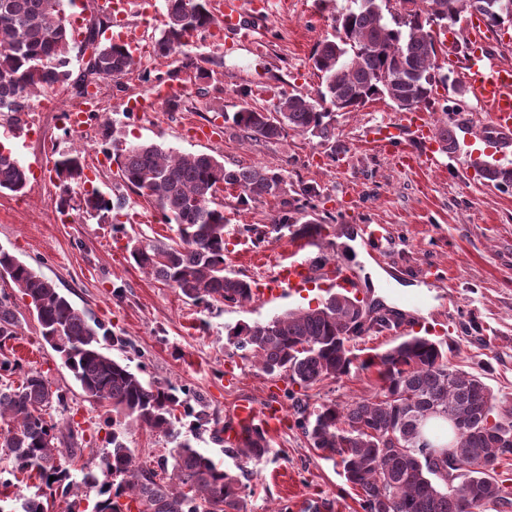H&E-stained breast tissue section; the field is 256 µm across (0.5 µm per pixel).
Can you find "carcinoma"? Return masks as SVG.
<instances>
[{
  "label": "carcinoma",
  "instance_id": "obj_1",
  "mask_svg": "<svg viewBox=\"0 0 512 512\" xmlns=\"http://www.w3.org/2000/svg\"><path fill=\"white\" fill-rule=\"evenodd\" d=\"M64 0H0V120L16 130L25 125L31 96L40 88L76 90L83 71L73 69L72 51L88 56L86 70L99 80L118 82L132 70L134 59L122 44L106 37L99 18L86 24L82 40L74 37ZM165 27L153 40L162 57L183 52L199 33L219 25L209 0H166ZM467 12L491 31L512 22V0H350L333 18L335 34L316 44L309 61L320 78L317 97L283 93L273 109L243 107L224 121L249 140H278L292 131L305 139L328 142L334 137L332 116L351 112L378 96L401 110L434 101L437 48L431 27L453 28ZM223 66L211 56L185 55L184 69L212 77ZM115 155L122 186L152 200L163 223L177 226L171 243H132L129 256L147 274L179 290L196 305L215 302L245 304L253 299L252 283L226 272L224 208L215 205L220 186L240 189L246 204L266 197L282 198L274 223L294 228L292 239L310 238L320 225L300 222V208L288 202L284 174L266 166L227 168L206 152H175L156 143H127L108 125L103 135ZM60 181L56 199L70 206L71 185L84 181L81 153L54 160ZM486 183L512 187V168H481ZM24 165L0 148V192L19 193L28 185ZM129 198H107L97 190L79 197L78 209L90 217L111 213L118 218ZM29 299L44 341L59 354L86 398L111 408L112 433L102 453L101 475L74 466L84 452V431L45 417V408L66 405L67 396L52 389L44 376L27 371L17 385L0 387V433L12 467L0 472L7 485L18 473L34 472L42 493L23 498L11 512H47L46 498H67L83 487L97 489L92 512H248L241 479L224 471L198 451L182 429L197 435L211 432L221 441L219 417L205 410L201 398L171 383L147 384L129 365L106 353L107 333L90 322L52 281L34 267L0 249V272ZM359 301L336 294L322 306L300 309L234 328L233 345L268 375L285 374L291 384L307 389L352 370L377 368L379 392L345 405L322 403L316 411H299L298 427L311 448L338 460L346 481L361 490L363 512H482L502 498L497 465L512 458V411H495L490 388L477 376L448 365L443 343L409 336L382 354L364 359L350 343L372 331L393 326L388 314L359 321ZM19 319L11 295L0 293V380L21 370L3 348L18 336ZM123 349L126 341L112 338ZM440 423L451 433L450 453L435 455L421 445L427 424ZM131 424L157 430L172 447L157 466L142 464L125 441ZM231 452L247 461L269 453L264 433L243 430ZM457 488H448V474ZM55 480H50V477Z\"/></svg>",
  "mask_w": 512,
  "mask_h": 512
}]
</instances>
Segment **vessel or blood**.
<instances>
[{
	"label": "vessel or blood",
	"instance_id": "b4317fda",
	"mask_svg": "<svg viewBox=\"0 0 512 512\" xmlns=\"http://www.w3.org/2000/svg\"><path fill=\"white\" fill-rule=\"evenodd\" d=\"M260 14L253 0H225L221 19L225 34H246L251 20ZM446 50L449 66L459 63L464 66V79L481 110L488 116L487 135L500 152L512 151V64L501 62L494 56L486 33L478 23L469 25L463 40L449 38ZM372 133L378 141L392 148L403 162L410 164L421 161L429 165L436 162L427 119L422 112L407 113L404 121L399 123L376 126ZM408 133L418 140L420 151L406 150L403 138ZM357 232L361 240L377 252L387 248L391 242L389 230L383 224H362ZM319 279L330 280L346 290L354 286L353 279L342 266L305 259L280 267L268 279L259 297L265 301L277 299L286 291L296 290L300 285ZM278 418L279 412L273 404L240 402L233 411V421L226 430V438L229 442H236L247 427L269 430Z\"/></svg>",
	"mask_w": 512,
	"mask_h": 512
}]
</instances>
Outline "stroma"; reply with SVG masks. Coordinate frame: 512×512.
I'll use <instances>...</instances> for the list:
<instances>
[{"label": "stroma", "instance_id": "obj_1", "mask_svg": "<svg viewBox=\"0 0 512 512\" xmlns=\"http://www.w3.org/2000/svg\"><path fill=\"white\" fill-rule=\"evenodd\" d=\"M125 36L140 48L139 64L120 83H106L98 95L100 117L77 132L70 131L65 110L80 101L56 89L33 99L28 126L14 134L0 124V144L10 148L27 168L24 193L0 192V249L38 269L77 308L101 324L108 334L127 340L125 349H111L113 358L128 364L148 382H172L204 397L211 413L227 419L240 400L258 404L275 402L285 418L269 434L270 452L262 460L242 464L227 443L214 442L202 433L196 449L225 470L240 475L246 484L249 512H362L361 492L347 484L340 466L310 448L294 425L297 404L317 408L372 395L375 373L354 371L310 388L292 387L284 376H270L242 359L230 341L231 329L264 322L288 311L317 305L332 294L328 281L298 288L292 295L239 306L213 303L204 308L186 300L178 290L145 275L130 260L133 240L172 242L176 227L160 222L158 210L139 196H131L122 211V231L112 234L111 219L88 218L78 210H58L57 182L52 171L59 154L81 150L85 172L103 195L114 197L122 183L117 166L102 150L101 122L108 119L132 142H155L181 152L204 151L225 166L262 165L282 170L289 190H316L310 218L323 227L321 246L310 253L341 263L355 277L356 292L376 308H390L401 325L395 330L370 333L353 343L356 353L380 354L400 342L403 335L426 336L446 343L448 361L456 369L481 377L497 406L512 408V189L488 186L475 166L463 156L437 152L434 168L408 169L396 153L369 141V127L393 122L400 116L386 98L369 101L354 112L337 113L335 144H317L288 134L272 141H250L224 116L243 107L271 106L277 92L315 95L319 80L309 56L313 47L333 32L331 17L347 0H269L252 38L205 37L190 48V55L221 58L217 79H197L181 69V54L155 56L152 39L164 21V0H123ZM447 82L437 84L434 104L425 112L432 127L464 121L472 151L484 160L497 155L485 141L482 126L488 118L478 108L459 73L438 58ZM178 70L169 82L178 110L163 106L154 112H135L131 106L149 88L143 71L166 74ZM195 127L216 129L212 141L190 136ZM238 191L219 192L228 219L230 246L225 254L228 271L253 285L262 284L297 250L288 231L273 229L281 209L279 200L267 198L241 205ZM251 224L265 234L263 242L240 234ZM359 224L387 225L393 246L372 254V261L400 284L398 305L386 306L369 287L363 263L348 252ZM419 297L418 308L406 307ZM20 321L18 337L7 348L24 369H34L52 387L67 396L66 406H52L53 421H73L84 429L93 445L83 452L82 464L98 470L103 448L106 407L87 400L56 352L40 335V327L27 300L15 301Z\"/></svg>", "mask_w": 512, "mask_h": 512}]
</instances>
